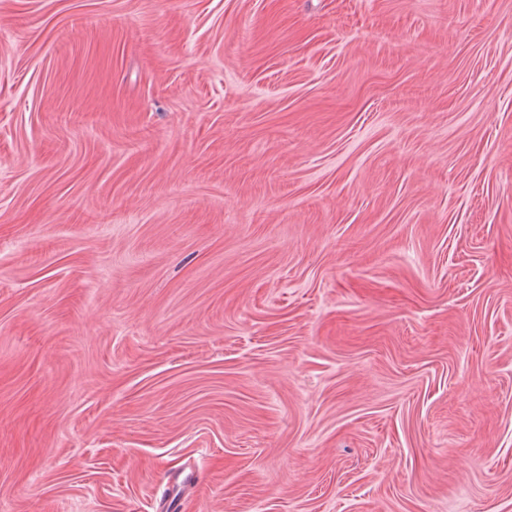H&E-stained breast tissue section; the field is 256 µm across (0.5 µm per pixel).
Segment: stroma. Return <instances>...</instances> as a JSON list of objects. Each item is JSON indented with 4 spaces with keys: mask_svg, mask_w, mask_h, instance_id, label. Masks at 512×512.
<instances>
[{
    "mask_svg": "<svg viewBox=\"0 0 512 512\" xmlns=\"http://www.w3.org/2000/svg\"><path fill=\"white\" fill-rule=\"evenodd\" d=\"M512 512V0H0V512Z\"/></svg>",
    "mask_w": 512,
    "mask_h": 512,
    "instance_id": "obj_1",
    "label": "stroma"
}]
</instances>
